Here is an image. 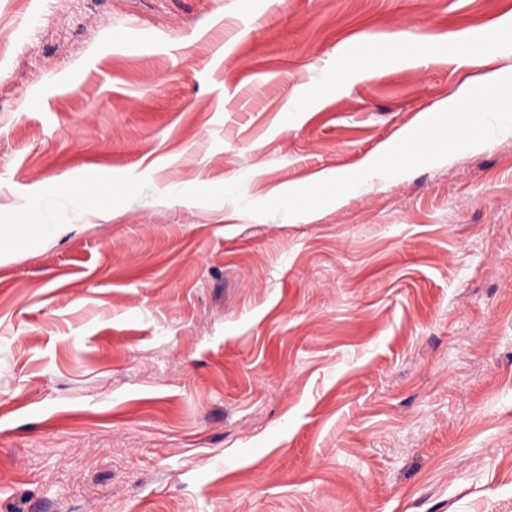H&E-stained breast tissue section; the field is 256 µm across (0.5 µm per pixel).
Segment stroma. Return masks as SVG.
<instances>
[{
    "label": "stroma",
    "mask_w": 512,
    "mask_h": 512,
    "mask_svg": "<svg viewBox=\"0 0 512 512\" xmlns=\"http://www.w3.org/2000/svg\"><path fill=\"white\" fill-rule=\"evenodd\" d=\"M488 42L512 75V0H0V226L52 227L0 262V512H512V131L240 207L358 172Z\"/></svg>",
    "instance_id": "obj_1"
}]
</instances>
